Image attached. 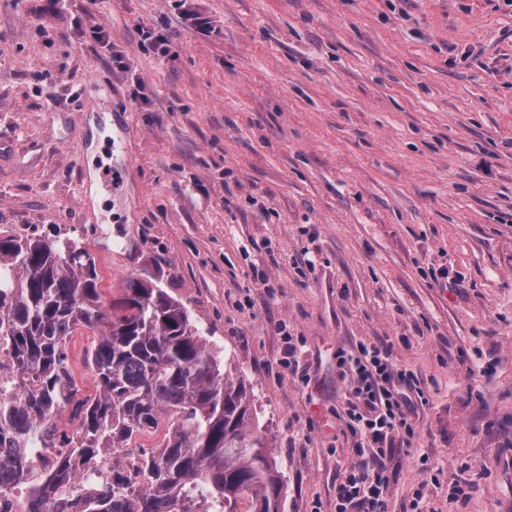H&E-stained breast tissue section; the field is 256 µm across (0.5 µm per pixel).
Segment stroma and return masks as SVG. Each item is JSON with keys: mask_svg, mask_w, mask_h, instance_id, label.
<instances>
[{"mask_svg": "<svg viewBox=\"0 0 512 512\" xmlns=\"http://www.w3.org/2000/svg\"><path fill=\"white\" fill-rule=\"evenodd\" d=\"M195 2L212 34L168 0H0V231L81 242L106 298L146 272L182 303L247 387L283 512H336V350L360 343L423 398L388 512H512V0ZM161 18L171 62L139 47ZM169 2H173L172 6L174 10H178V18H180L186 26L203 34H210L215 30L212 19L193 7L192 2L194 1L172 0Z\"/></svg>", "mask_w": 512, "mask_h": 512, "instance_id": "35a3bbf8", "label": "stroma"}]
</instances>
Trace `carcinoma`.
<instances>
[{
    "label": "carcinoma",
    "instance_id": "obj_1",
    "mask_svg": "<svg viewBox=\"0 0 512 512\" xmlns=\"http://www.w3.org/2000/svg\"><path fill=\"white\" fill-rule=\"evenodd\" d=\"M80 329L99 333L86 353L95 393L66 386L63 348ZM0 341L11 345L32 390L0 399V432L48 444L54 418L70 410V451L32 487L27 512H66L59 485L97 453L170 422L162 445L143 454L148 485L112 484L82 512H282L281 484L262 433L251 427L243 381L224 370L185 307L152 278L130 274L105 303L96 258L74 239L0 235Z\"/></svg>",
    "mask_w": 512,
    "mask_h": 512
}]
</instances>
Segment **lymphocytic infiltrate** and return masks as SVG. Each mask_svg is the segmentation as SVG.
Segmentation results:
<instances>
[{"label": "lymphocytic infiltrate", "instance_id": "f902f5d3", "mask_svg": "<svg viewBox=\"0 0 512 512\" xmlns=\"http://www.w3.org/2000/svg\"><path fill=\"white\" fill-rule=\"evenodd\" d=\"M339 367L353 372L357 385L346 402L349 430L356 442V462L336 488V512H386L389 486L385 458L396 444L415 436L414 408L397 396L411 373L397 368L388 349L337 350Z\"/></svg>", "mask_w": 512, "mask_h": 512}]
</instances>
